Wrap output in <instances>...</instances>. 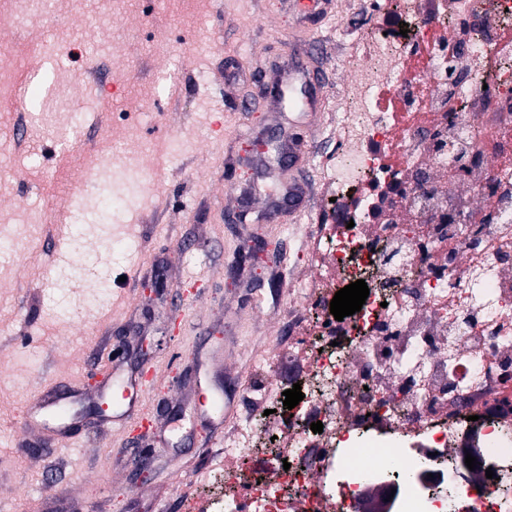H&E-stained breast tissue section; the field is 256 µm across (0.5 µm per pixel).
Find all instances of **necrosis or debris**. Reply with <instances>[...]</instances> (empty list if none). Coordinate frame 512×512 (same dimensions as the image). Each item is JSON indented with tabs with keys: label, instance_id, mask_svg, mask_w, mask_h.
<instances>
[{
	"label": "necrosis or debris",
	"instance_id": "obj_1",
	"mask_svg": "<svg viewBox=\"0 0 512 512\" xmlns=\"http://www.w3.org/2000/svg\"><path fill=\"white\" fill-rule=\"evenodd\" d=\"M365 13L350 109L314 158L316 201L344 217L314 226L288 336L256 359L255 395L180 512H361L393 478L384 512H512V0H369ZM389 13L407 34L384 29ZM419 55L422 94L407 75ZM360 279L375 283L361 311L330 317ZM286 361L303 394L289 413L273 377ZM268 409L269 447L254 425Z\"/></svg>",
	"mask_w": 512,
	"mask_h": 512
}]
</instances>
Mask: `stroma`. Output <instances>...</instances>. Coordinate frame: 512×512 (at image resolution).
Segmentation results:
<instances>
[{
    "instance_id": "1",
    "label": "stroma",
    "mask_w": 512,
    "mask_h": 512,
    "mask_svg": "<svg viewBox=\"0 0 512 512\" xmlns=\"http://www.w3.org/2000/svg\"><path fill=\"white\" fill-rule=\"evenodd\" d=\"M288 3L58 0L37 18L0 0V512H177L223 450L205 404L222 394L238 421L253 358L311 275L307 233L336 214L310 202L311 156L341 109L349 0L304 17ZM46 61L69 107L18 151L16 95ZM297 62L315 109L262 91ZM66 207L79 268L50 232ZM129 378L146 399L118 423L95 414ZM53 386L80 422L27 430Z\"/></svg>"
}]
</instances>
